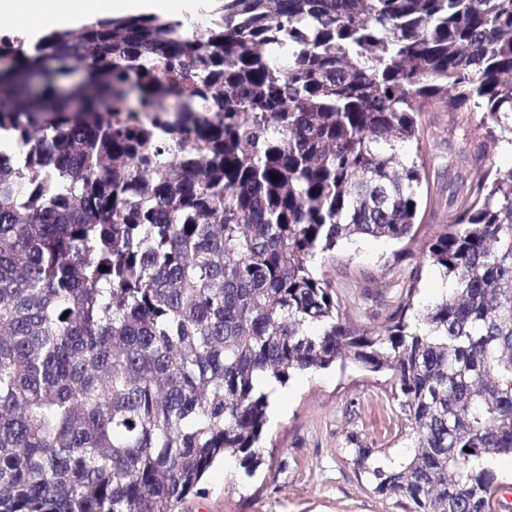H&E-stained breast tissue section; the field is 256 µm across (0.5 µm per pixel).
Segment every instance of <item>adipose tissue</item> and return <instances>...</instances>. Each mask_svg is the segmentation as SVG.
<instances>
[{"instance_id": "ef3b65f1", "label": "adipose tissue", "mask_w": 512, "mask_h": 512, "mask_svg": "<svg viewBox=\"0 0 512 512\" xmlns=\"http://www.w3.org/2000/svg\"><path fill=\"white\" fill-rule=\"evenodd\" d=\"M169 0H0V15L38 20L41 28L74 25L85 16L150 14Z\"/></svg>"}]
</instances>
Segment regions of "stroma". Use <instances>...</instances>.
Listing matches in <instances>:
<instances>
[{
    "label": "stroma",
    "mask_w": 512,
    "mask_h": 512,
    "mask_svg": "<svg viewBox=\"0 0 512 512\" xmlns=\"http://www.w3.org/2000/svg\"><path fill=\"white\" fill-rule=\"evenodd\" d=\"M421 123L429 193L418 232L424 241L454 218L460 181L473 175L469 162L482 161L489 169L505 160L487 136L483 111L426 112ZM315 268L331 280L345 315L358 324L379 325L400 287L397 274L418 271L416 307L439 297L438 271L386 238L341 241ZM286 390L287 400L268 409L262 465L251 474L235 462L214 465L181 512H402L370 493L351 462L355 443L388 449L394 457L407 452L408 431L384 376L349 362L293 374Z\"/></svg>",
    "instance_id": "stroma-1"
}]
</instances>
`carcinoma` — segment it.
Here are the masks:
<instances>
[{"instance_id":"carcinoma-1","label":"carcinoma","mask_w":512,"mask_h":512,"mask_svg":"<svg viewBox=\"0 0 512 512\" xmlns=\"http://www.w3.org/2000/svg\"><path fill=\"white\" fill-rule=\"evenodd\" d=\"M223 2L218 31L126 16L6 38L0 129L39 162L0 157V512H179L217 461L262 464L266 379L348 361L390 372L412 431L398 463L354 449L371 492L491 512L512 165L477 164L422 244L453 285L423 313L411 273L355 324L312 263L355 234L417 240L425 167L396 146L420 113L483 108L512 147V0Z\"/></svg>"}]
</instances>
